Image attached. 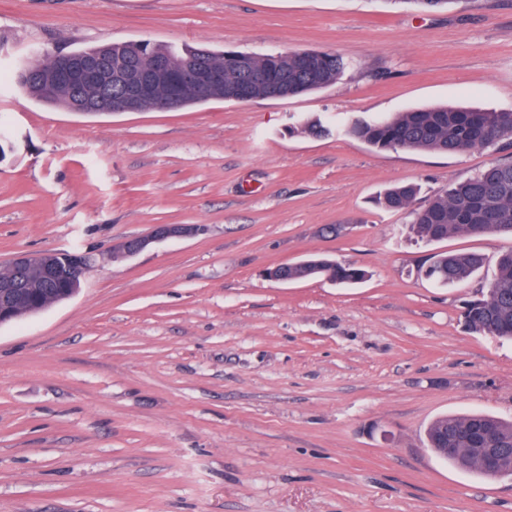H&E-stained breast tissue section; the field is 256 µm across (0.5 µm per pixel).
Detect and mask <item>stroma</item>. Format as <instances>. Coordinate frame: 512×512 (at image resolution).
<instances>
[{
  "mask_svg": "<svg viewBox=\"0 0 512 512\" xmlns=\"http://www.w3.org/2000/svg\"><path fill=\"white\" fill-rule=\"evenodd\" d=\"M140 40L348 67L300 97L174 112L77 116L0 90V270L23 252L90 258L70 299L0 325V512H512V478L425 445L438 417L512 416V341L461 317L512 238L419 241L374 203L406 181L425 203L512 145L379 150L336 131L512 112V0H0V70ZM158 224L202 231L114 258ZM445 251L485 265L459 286L420 276ZM313 254L369 276L266 275Z\"/></svg>",
  "mask_w": 512,
  "mask_h": 512,
  "instance_id": "35a3bbf8",
  "label": "stroma"
}]
</instances>
